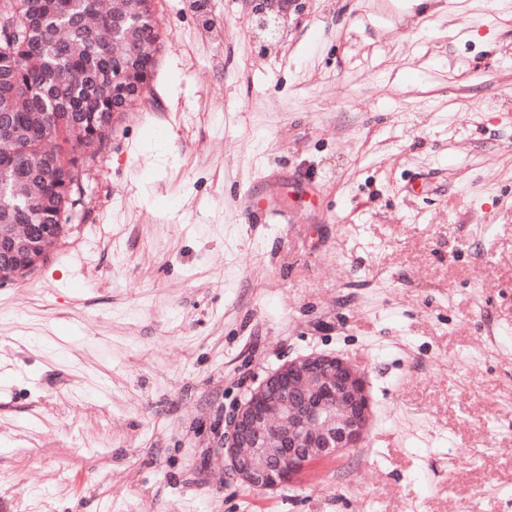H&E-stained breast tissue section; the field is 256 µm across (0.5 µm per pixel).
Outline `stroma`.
I'll list each match as a JSON object with an SVG mask.
<instances>
[{"mask_svg":"<svg viewBox=\"0 0 512 512\" xmlns=\"http://www.w3.org/2000/svg\"><path fill=\"white\" fill-rule=\"evenodd\" d=\"M157 20L152 93L0 285V512H512V0ZM311 352L367 374L370 429L253 491L229 420Z\"/></svg>","mask_w":512,"mask_h":512,"instance_id":"1","label":"stroma"}]
</instances>
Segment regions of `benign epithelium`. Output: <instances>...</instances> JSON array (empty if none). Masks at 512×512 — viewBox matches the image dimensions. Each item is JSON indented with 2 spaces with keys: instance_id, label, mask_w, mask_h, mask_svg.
Instances as JSON below:
<instances>
[{
  "instance_id": "benign-epithelium-1",
  "label": "benign epithelium",
  "mask_w": 512,
  "mask_h": 512,
  "mask_svg": "<svg viewBox=\"0 0 512 512\" xmlns=\"http://www.w3.org/2000/svg\"><path fill=\"white\" fill-rule=\"evenodd\" d=\"M259 28L272 25V0H252ZM65 232L64 221L0 229V285L25 278ZM373 418L366 375L340 355L311 353L270 372L234 411L222 442L232 476L275 492L306 468L362 445Z\"/></svg>"
}]
</instances>
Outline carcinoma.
<instances>
[{
	"mask_svg": "<svg viewBox=\"0 0 512 512\" xmlns=\"http://www.w3.org/2000/svg\"><path fill=\"white\" fill-rule=\"evenodd\" d=\"M150 0H0V224H55L81 177L77 145L112 131L114 100L144 87L163 31Z\"/></svg>",
	"mask_w": 512,
	"mask_h": 512,
	"instance_id": "obj_1",
	"label": "carcinoma"
}]
</instances>
